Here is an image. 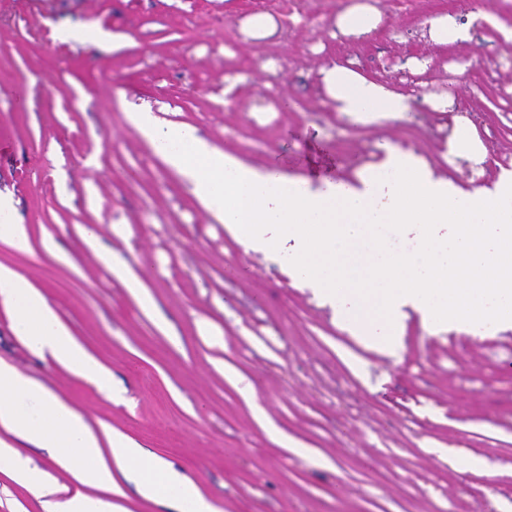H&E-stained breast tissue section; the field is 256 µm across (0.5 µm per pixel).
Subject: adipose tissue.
Listing matches in <instances>:
<instances>
[{
    "mask_svg": "<svg viewBox=\"0 0 512 512\" xmlns=\"http://www.w3.org/2000/svg\"><path fill=\"white\" fill-rule=\"evenodd\" d=\"M384 16L354 0L336 17L347 36H369ZM326 95L356 124H374L411 111L410 96L355 71L331 65L319 71ZM128 118L141 137L191 187L202 209L249 251L272 252L279 239L294 243L291 272L326 303L339 305L354 334L388 346L398 336L403 307L418 310L426 326L461 327L489 316L487 294L512 306V171L489 184L467 187L437 176L413 151L387 147L378 164L359 169L355 185L296 188L290 177L250 168L200 138L185 124L162 122L147 108ZM415 224L418 248L397 254L384 229ZM449 224L453 234H433ZM0 304L12 328L36 356H51L109 390L107 372L39 296L32 283L0 264ZM48 448L71 472L74 486L55 484L29 468L16 443ZM114 456L137 478L140 495L173 512H219L191 482L118 432L99 440L81 414L41 380L0 362V472L24 486L42 512H125L124 491L106 461Z\"/></svg>",
    "mask_w": 512,
    "mask_h": 512,
    "instance_id": "ef3b65f1",
    "label": "adipose tissue"
}]
</instances>
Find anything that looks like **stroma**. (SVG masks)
Masks as SVG:
<instances>
[{"label":"stroma","instance_id":"obj_1","mask_svg":"<svg viewBox=\"0 0 512 512\" xmlns=\"http://www.w3.org/2000/svg\"><path fill=\"white\" fill-rule=\"evenodd\" d=\"M346 2L310 0L307 19L289 13L257 42L240 35L246 0H0V192L32 245L0 243V263L111 371L112 392L33 355L1 305L0 359L221 512H512V323L427 329L408 307L396 349L354 335L289 274L290 245L245 251L127 120L150 106L245 165L323 189L387 142L465 182L443 158L465 116L488 148L484 182L512 170V42L471 21L484 11L512 27V0H375L386 21L366 41L335 35ZM440 14L471 24L470 41L422 38ZM89 21L112 43L56 40ZM329 63L411 95L413 112L350 123L321 88ZM230 73L243 79L228 97ZM448 81L452 105L433 111L424 98Z\"/></svg>","mask_w":512,"mask_h":512}]
</instances>
